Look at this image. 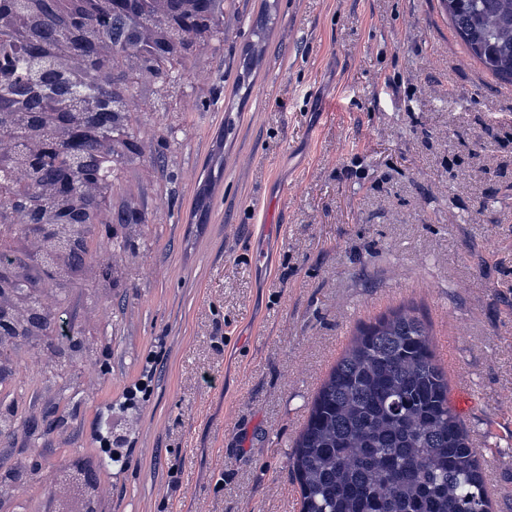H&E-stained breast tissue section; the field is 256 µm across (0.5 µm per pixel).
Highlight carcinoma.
I'll return each instance as SVG.
<instances>
[{
    "instance_id": "cac0c4a2",
    "label": "carcinoma",
    "mask_w": 512,
    "mask_h": 512,
    "mask_svg": "<svg viewBox=\"0 0 512 512\" xmlns=\"http://www.w3.org/2000/svg\"><path fill=\"white\" fill-rule=\"evenodd\" d=\"M225 0H205L213 19L208 35L224 40ZM468 54L495 78L512 81V0H441ZM152 18L112 21L92 28L118 44L109 68L114 79L149 64L150 84L163 98L174 81L162 60L138 55L137 37ZM27 52L0 57V81L26 68ZM63 77L86 96L97 84ZM123 98L133 96L130 85ZM123 98L112 101L113 142L124 147L139 134ZM120 165L102 186L112 191L122 166L142 152L116 151ZM301 495V512H492L484 468L467 429L449 401L448 376L438 363L428 323L413 307H400L360 327L316 393L289 456Z\"/></svg>"
}]
</instances>
